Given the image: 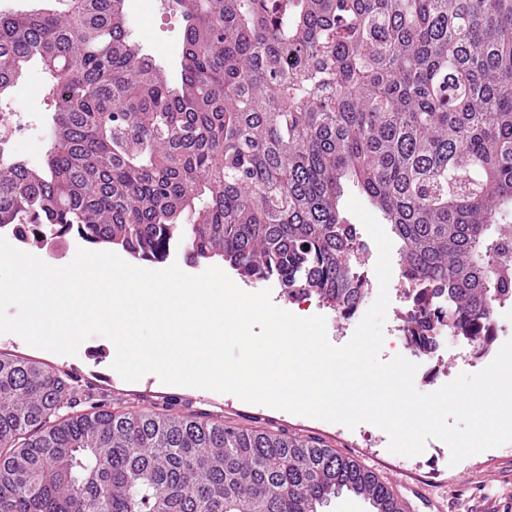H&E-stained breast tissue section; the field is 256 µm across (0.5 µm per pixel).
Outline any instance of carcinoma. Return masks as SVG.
I'll use <instances>...</instances> for the list:
<instances>
[{"label": "carcinoma", "instance_id": "1", "mask_svg": "<svg viewBox=\"0 0 512 512\" xmlns=\"http://www.w3.org/2000/svg\"><path fill=\"white\" fill-rule=\"evenodd\" d=\"M0 12V96L49 74L45 162L0 155V231L135 259L220 258L343 319L369 283L339 208L358 188L400 242L414 349L482 348L512 296V0H168L174 79L124 0ZM0 353V512H319L343 491L401 512L320 439L92 402Z\"/></svg>", "mask_w": 512, "mask_h": 512}]
</instances>
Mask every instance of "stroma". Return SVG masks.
Masks as SVG:
<instances>
[{
  "label": "stroma",
  "mask_w": 512,
  "mask_h": 512,
  "mask_svg": "<svg viewBox=\"0 0 512 512\" xmlns=\"http://www.w3.org/2000/svg\"><path fill=\"white\" fill-rule=\"evenodd\" d=\"M152 9H144L141 0H129L126 10L129 36L143 53L151 56L170 75H178L186 22L181 14L170 11L166 0H152ZM47 75L33 65L13 88L9 98L0 100V111L21 108L27 127L7 154L31 165L43 164L50 141L52 101L44 86ZM251 291L270 290L272 302L297 316H324L329 341L346 344L357 322L342 319L336 311L317 297L288 300L277 281L254 282ZM390 305L383 324L382 359L398 355L395 336L400 335L403 317L409 308L405 287L399 278L389 284ZM51 365L70 375L77 401L93 398L101 403L121 402L143 410H159L175 405L182 412L202 413L224 418L246 427H280L300 437H316L337 453L353 458L371 468L387 484L404 480L427 485L448 500L447 512H512V443L471 456L451 464L449 447L438 440L428 441L424 452L404 457L389 451V437L381 429L361 424L355 429L302 415H294L264 405L243 402L228 393L202 392L165 385L157 376L124 381L112 367V344L103 336L86 339L76 355H61L28 345L12 333L0 334V352ZM458 355L457 342L443 336L434 359L426 362L414 377L416 388L432 392L454 381L460 374L471 373Z\"/></svg>",
  "instance_id": "stroma-1"
}]
</instances>
